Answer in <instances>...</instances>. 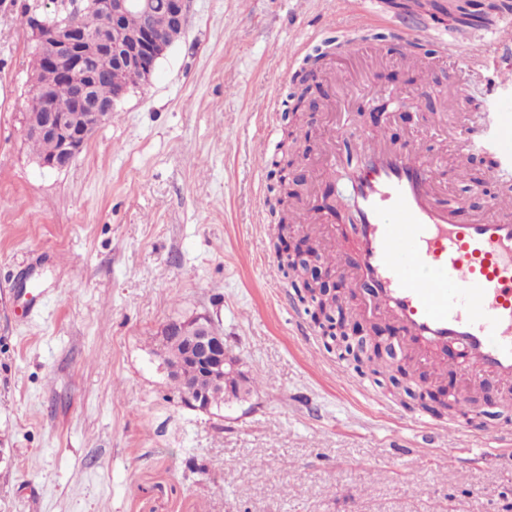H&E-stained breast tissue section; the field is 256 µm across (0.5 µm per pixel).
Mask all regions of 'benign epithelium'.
<instances>
[{
  "label": "benign epithelium",
  "mask_w": 512,
  "mask_h": 512,
  "mask_svg": "<svg viewBox=\"0 0 512 512\" xmlns=\"http://www.w3.org/2000/svg\"><path fill=\"white\" fill-rule=\"evenodd\" d=\"M190 0H167L169 27L158 31L148 19L154 0H55L51 13L38 9L28 11V30L46 66L55 72L68 88L61 99L52 84L31 77L27 99L25 134L51 140L56 145L53 156L39 160V165L52 170L68 167L81 152L99 126L112 118V112L129 92L125 83L114 85L112 98L96 96V77L112 75V67L135 68L140 73L136 85L150 82L158 60L173 43V32H185ZM87 10L98 12L104 24L97 30H86L77 23ZM131 12L139 13L145 24L135 33L122 30V19ZM313 278L329 293L341 291L336 273L315 264ZM344 332L352 338L376 342L364 334L363 326L347 312L336 315L328 332ZM187 339V352L179 359L163 363L169 373L190 381L200 372L210 374L215 385L224 381L226 367L238 366L232 355L224 352V336L206 314H198L165 325L162 335L172 333Z\"/></svg>",
  "instance_id": "7a95c632"
}]
</instances>
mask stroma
<instances>
[{"mask_svg":"<svg viewBox=\"0 0 512 512\" xmlns=\"http://www.w3.org/2000/svg\"><path fill=\"white\" fill-rule=\"evenodd\" d=\"M53 0H0V512H512V441L484 439L470 418L387 407L390 393L339 371L274 249L272 159L281 111L303 53L345 28L322 0H190L186 31L61 171L40 168L24 134L29 32L18 18ZM380 59L338 53L324 68L352 79L354 110L338 132L336 179L313 188L325 215L353 222L346 174L351 135L378 112L386 135L418 134L430 155L454 146L415 104L418 67L402 33L428 32L414 58L432 59L445 87V15L357 0ZM494 62L458 70L469 94L455 122L492 111ZM301 114L292 150L306 170L331 134L324 108ZM489 194L442 177L465 222L500 182L470 155ZM209 315L247 377L248 400L210 411L186 405L162 366L164 325ZM431 444L417 466L405 454ZM466 470L459 479L458 470Z\"/></svg>","mask_w":512,"mask_h":512,"instance_id":"obj_1","label":"stroma"}]
</instances>
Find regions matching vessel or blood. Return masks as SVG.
<instances>
[{
    "label": "vessel or blood",
    "mask_w": 512,
    "mask_h": 512,
    "mask_svg": "<svg viewBox=\"0 0 512 512\" xmlns=\"http://www.w3.org/2000/svg\"><path fill=\"white\" fill-rule=\"evenodd\" d=\"M493 43L457 31L448 47L465 48L475 63ZM510 86L512 66L498 67L489 86L498 95L497 124L483 137L459 138L457 175L471 150H487L494 176L512 183V100L500 95ZM352 148L362 160L349 178L355 231L333 239L336 255H355V283L369 310L398 325L411 359L465 378L458 406L492 384L500 402L512 404V192L496 198L488 216L460 223L442 199V159L415 143L392 144L379 128ZM449 350L454 359H444Z\"/></svg>",
    "instance_id": "1"
}]
</instances>
